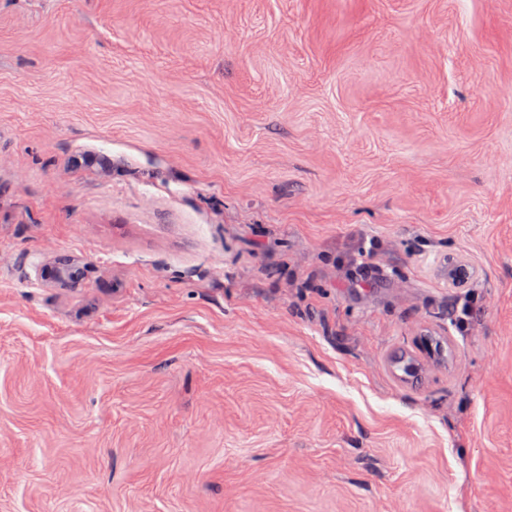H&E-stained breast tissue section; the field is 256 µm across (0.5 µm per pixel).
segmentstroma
<instances>
[{"mask_svg": "<svg viewBox=\"0 0 512 512\" xmlns=\"http://www.w3.org/2000/svg\"><path fill=\"white\" fill-rule=\"evenodd\" d=\"M0 512H512V0H0ZM52 270L51 276L56 282L64 286L78 284L81 280V271L69 259H59Z\"/></svg>", "mask_w": 512, "mask_h": 512, "instance_id": "1", "label": "stroma"}]
</instances>
